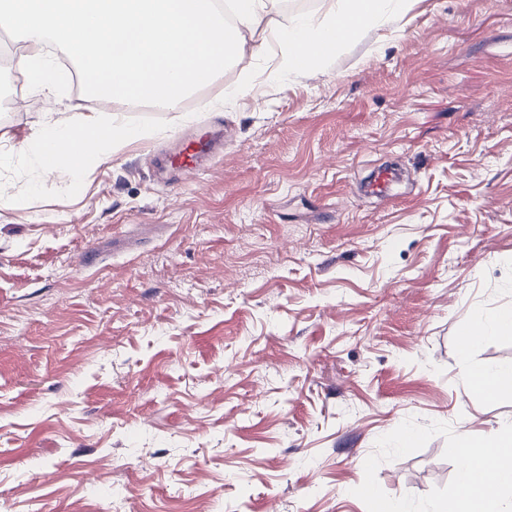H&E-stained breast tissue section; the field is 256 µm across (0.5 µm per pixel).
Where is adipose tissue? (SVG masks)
<instances>
[{
	"mask_svg": "<svg viewBox=\"0 0 512 512\" xmlns=\"http://www.w3.org/2000/svg\"><path fill=\"white\" fill-rule=\"evenodd\" d=\"M389 0H336L324 17L276 16L277 41L283 66L290 73L323 70L329 52L318 51L321 39L333 36L341 47L364 29L385 21ZM275 0H235L237 45L225 46L224 12L218 0H0V26L15 31L23 42L22 60L35 88L55 91L65 82L46 53L47 44L66 49L75 58L93 96L130 104L165 103L180 108L198 87V74L214 78L243 55L264 16L273 14ZM310 47L303 59L302 47ZM82 134L85 146L68 166L58 168L60 180H74L90 167L107 162L112 144L138 135L119 114H91L72 106L63 117L46 113L41 128L21 141L16 154L45 163L49 150ZM461 466L456 489L432 512H512V429L480 434L463 432L456 448ZM485 488L477 498L468 489L477 479Z\"/></svg>",
	"mask_w": 512,
	"mask_h": 512,
	"instance_id": "obj_1",
	"label": "adipose tissue"
}]
</instances>
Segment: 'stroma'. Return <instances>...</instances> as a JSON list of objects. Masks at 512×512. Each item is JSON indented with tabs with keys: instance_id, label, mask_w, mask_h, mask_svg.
<instances>
[{
	"instance_id": "stroma-1",
	"label": "stroma",
	"mask_w": 512,
	"mask_h": 512,
	"mask_svg": "<svg viewBox=\"0 0 512 512\" xmlns=\"http://www.w3.org/2000/svg\"><path fill=\"white\" fill-rule=\"evenodd\" d=\"M256 37L179 111L130 112L57 46L67 80L33 94L11 35L0 512H428L459 434L512 425L466 381L512 337L458 345L512 309V0H411L315 75ZM75 103L152 135L66 186L15 147ZM199 124L222 154L163 167ZM460 345L464 342L466 336H471L465 346H462L460 352L465 354L478 341L488 335L511 336L512 335V310L503 309L494 317H491L485 311L475 315L470 325L461 333Z\"/></svg>"
}]
</instances>
